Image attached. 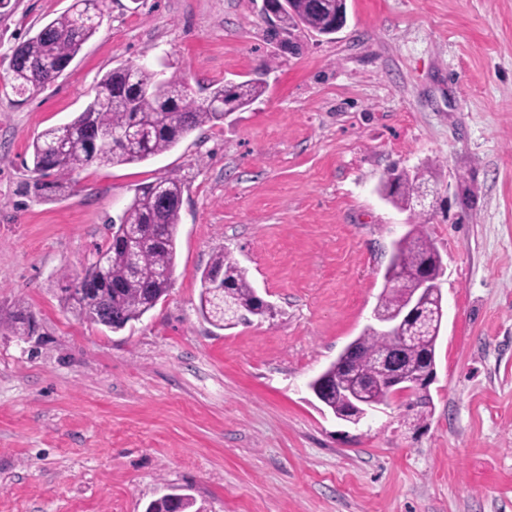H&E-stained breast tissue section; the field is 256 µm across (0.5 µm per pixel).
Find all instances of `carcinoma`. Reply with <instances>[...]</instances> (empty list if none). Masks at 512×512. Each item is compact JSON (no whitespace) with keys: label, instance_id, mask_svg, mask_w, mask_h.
Returning a JSON list of instances; mask_svg holds the SVG:
<instances>
[{"label":"carcinoma","instance_id":"obj_1","mask_svg":"<svg viewBox=\"0 0 512 512\" xmlns=\"http://www.w3.org/2000/svg\"><path fill=\"white\" fill-rule=\"evenodd\" d=\"M105 0H72L69 8L20 42L9 61L11 89L18 95L34 93L54 82L102 24ZM347 13V0H288L279 13L272 37L286 48L298 46L286 37L299 29L320 32ZM254 80L240 82L233 99L240 110L263 94ZM224 85L214 87L209 99L191 96L180 77L158 78L145 65L124 64L106 72L94 85V96L72 121L43 130L31 144V178L25 193L36 199H58L71 190L72 175L84 167L140 163L173 149L205 126L224 121ZM430 188L429 179L416 172L392 174L382 192L397 208L420 215L411 206ZM184 180L177 175L156 179L135 189L130 204L118 218L109 246L97 252L96 262L84 273L64 272V306L79 320L117 332L140 320L165 296L177 257V227ZM395 259L404 268H417L434 280L444 274L440 253L430 239L413 226L395 242ZM200 311L213 325L224 328L249 316L273 315L248 280L246 270L219 251L201 275ZM413 285L402 281L385 288L377 307L395 310L407 302ZM441 289L427 303L426 323L400 348L405 369L434 370L439 337ZM5 326L22 338L35 333L36 320L19 304ZM383 331L368 326L335 362L309 383L312 392L334 415L350 417L389 400L377 355L388 348ZM365 403L363 410L346 412L344 392Z\"/></svg>","mask_w":512,"mask_h":512}]
</instances>
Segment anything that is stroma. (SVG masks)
Returning <instances> with one entry per match:
<instances>
[{
  "label": "stroma",
  "mask_w": 512,
  "mask_h": 512,
  "mask_svg": "<svg viewBox=\"0 0 512 512\" xmlns=\"http://www.w3.org/2000/svg\"><path fill=\"white\" fill-rule=\"evenodd\" d=\"M71 0L0 16V512H145L187 490L203 512H512V0H347L324 37L281 47L261 0H106L97 33L29 97L8 83L26 32ZM196 99L264 94L172 150L91 164L66 198L23 193L32 141L72 120L121 64ZM431 169L427 223L380 194ZM187 185L167 296L118 332L62 305L138 185ZM420 224L445 273L426 417L397 396L360 423L309 388L363 329L396 240ZM226 251L270 317L220 329L200 276ZM264 86L259 81L246 80L237 83L232 97L236 110L243 109L253 103L263 94ZM5 326L14 336L23 338L24 336H32L35 333L36 320L26 306L18 304L15 312L5 322Z\"/></svg>",
  "instance_id": "stroma-1"
}]
</instances>
